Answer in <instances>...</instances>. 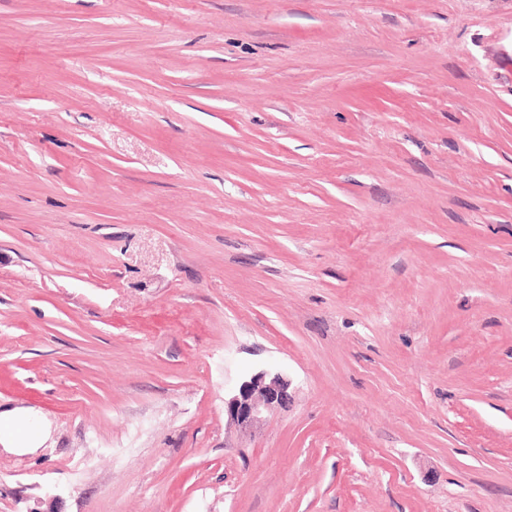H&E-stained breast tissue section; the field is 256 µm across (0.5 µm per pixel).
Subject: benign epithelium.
<instances>
[{"mask_svg":"<svg viewBox=\"0 0 512 512\" xmlns=\"http://www.w3.org/2000/svg\"><path fill=\"white\" fill-rule=\"evenodd\" d=\"M291 400L288 381L279 372L262 371L242 381L235 393L224 401L228 418L247 430L266 410L286 407Z\"/></svg>","mask_w":512,"mask_h":512,"instance_id":"1","label":"benign epithelium"}]
</instances>
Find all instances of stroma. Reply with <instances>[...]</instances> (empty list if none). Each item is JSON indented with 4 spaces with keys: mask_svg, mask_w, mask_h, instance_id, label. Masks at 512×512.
<instances>
[{
    "mask_svg": "<svg viewBox=\"0 0 512 512\" xmlns=\"http://www.w3.org/2000/svg\"><path fill=\"white\" fill-rule=\"evenodd\" d=\"M15 408L0 512H512V0H0ZM288 381L279 372L262 371L243 380L224 401L228 418L246 431L266 410L286 407L291 400ZM27 415L20 412L4 411L0 413V444L13 445L12 448H28L38 435L27 430Z\"/></svg>",
    "mask_w": 512,
    "mask_h": 512,
    "instance_id": "obj_1",
    "label": "stroma"
}]
</instances>
